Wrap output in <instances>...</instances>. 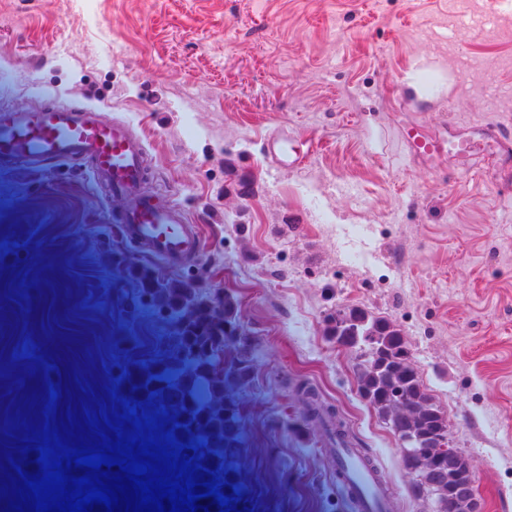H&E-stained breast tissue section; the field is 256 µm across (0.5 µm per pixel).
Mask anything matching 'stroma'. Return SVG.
Segmentation results:
<instances>
[{
  "label": "stroma",
  "mask_w": 512,
  "mask_h": 512,
  "mask_svg": "<svg viewBox=\"0 0 512 512\" xmlns=\"http://www.w3.org/2000/svg\"><path fill=\"white\" fill-rule=\"evenodd\" d=\"M85 106L144 138L143 193L197 225L199 248L172 265L129 242L124 202L86 159L1 162L0 267L21 327L0 323V378L59 376L29 329L45 301L41 334L89 335L116 393L98 414H119L128 341L144 364L178 353L175 318L144 308L128 269L230 294L255 347L225 410L250 512H356L285 376L346 418L395 512H430L324 334L336 304L363 306L404 333L482 512H512V151L487 144L512 143V0H0V110ZM413 128L437 151L412 153ZM284 136L291 165L272 148Z\"/></svg>",
  "instance_id": "stroma-1"
}]
</instances>
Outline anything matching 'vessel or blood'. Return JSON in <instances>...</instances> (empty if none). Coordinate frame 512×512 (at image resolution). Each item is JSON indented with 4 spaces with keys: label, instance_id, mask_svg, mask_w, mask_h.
I'll use <instances>...</instances> for the list:
<instances>
[{
    "label": "vessel or blood",
    "instance_id": "1",
    "mask_svg": "<svg viewBox=\"0 0 512 512\" xmlns=\"http://www.w3.org/2000/svg\"><path fill=\"white\" fill-rule=\"evenodd\" d=\"M144 151L142 138L130 124L100 120L90 108L0 114L1 160L87 158L114 194L130 199L122 214L129 235L160 256L178 261L197 248L199 236L178 211L158 207L144 197ZM346 463L367 507H374L380 494L376 477L363 470L356 458H347Z\"/></svg>",
    "mask_w": 512,
    "mask_h": 512
}]
</instances>
